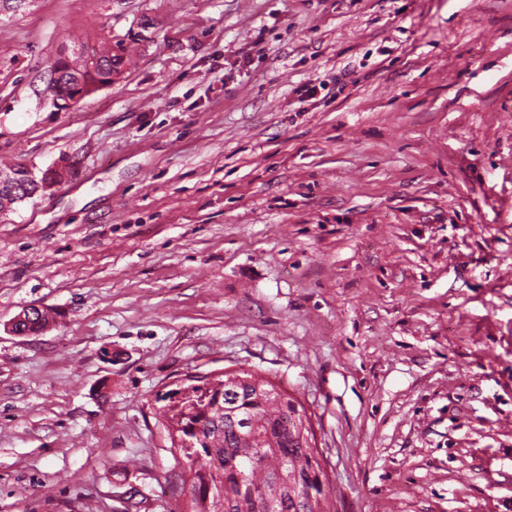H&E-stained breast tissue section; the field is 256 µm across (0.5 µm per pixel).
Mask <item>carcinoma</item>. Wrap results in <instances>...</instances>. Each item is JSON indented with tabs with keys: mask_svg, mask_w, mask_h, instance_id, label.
Returning <instances> with one entry per match:
<instances>
[{
	"mask_svg": "<svg viewBox=\"0 0 512 512\" xmlns=\"http://www.w3.org/2000/svg\"><path fill=\"white\" fill-rule=\"evenodd\" d=\"M59 70L67 82L90 74L82 56L60 61ZM48 322L34 307L12 330L37 334ZM155 401L163 403L170 441L193 443L171 447L183 461L181 512H335L312 464L306 418L270 380L242 368L213 377L208 394L186 393L173 408L159 393Z\"/></svg>",
	"mask_w": 512,
	"mask_h": 512,
	"instance_id": "carcinoma-1",
	"label": "carcinoma"
}]
</instances>
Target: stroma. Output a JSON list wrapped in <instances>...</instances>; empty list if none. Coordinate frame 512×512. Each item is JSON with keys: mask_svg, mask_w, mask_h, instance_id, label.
Wrapping results in <instances>:
<instances>
[{"mask_svg": "<svg viewBox=\"0 0 512 512\" xmlns=\"http://www.w3.org/2000/svg\"><path fill=\"white\" fill-rule=\"evenodd\" d=\"M17 164L67 174L0 213V512H174L155 395L241 367L336 512H512V0H0ZM59 70L63 73L62 76L59 78V75L57 73H54V82L51 83V87L48 89V92H50L53 96V98H51L53 104L57 105L59 109L66 108L70 106L72 103L77 102L80 99H83L97 92L103 87L112 85V82L117 78L115 76H112L111 74L103 82L96 83L95 85L79 86V91L74 95V98L72 100H70L67 97H65L64 100L59 99L56 95H53L55 82L58 80L56 82L58 83L63 78L65 79L66 83L70 81H76L78 79L85 78L87 75H90V71L88 69V61L83 56H72L70 57V59L68 58L60 60ZM32 310L29 312V314H25V318L23 320H20L24 317L23 314H21L12 327L13 332H15L18 335H30V334H37L40 331L44 330V328L47 326L49 319L47 316L46 311L40 310L37 307H29Z\"/></svg>", "mask_w": 512, "mask_h": 512, "instance_id": "obj_1", "label": "stroma"}]
</instances>
